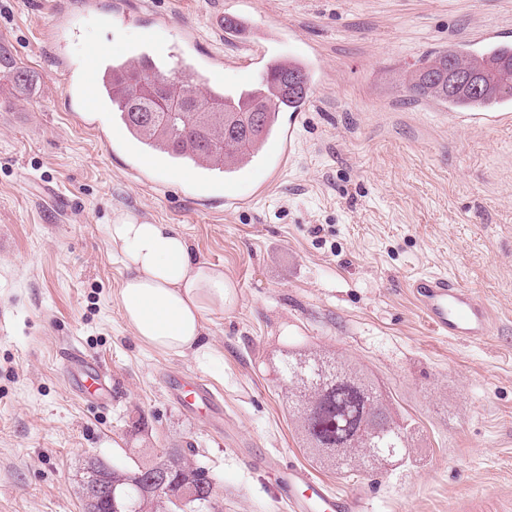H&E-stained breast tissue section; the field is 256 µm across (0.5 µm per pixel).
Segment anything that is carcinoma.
<instances>
[{"label": "carcinoma", "mask_w": 512, "mask_h": 512, "mask_svg": "<svg viewBox=\"0 0 512 512\" xmlns=\"http://www.w3.org/2000/svg\"><path fill=\"white\" fill-rule=\"evenodd\" d=\"M1 68L12 72L19 85L28 81L27 72L15 66L2 47ZM273 72V81L245 95L224 91L199 96L195 87L200 76L183 69L175 78L172 93L199 110L158 112L150 124L132 112L138 85L114 77L108 97L117 118L143 140L139 150L165 153L169 161L227 173L251 159L262 141L273 134L278 113L306 102L310 90L307 72L286 60L277 61ZM406 83L413 96L438 102L451 111H495L512 103V49L505 44L491 45L481 53L450 48L425 58ZM215 103L240 108L260 103L264 112L255 126L241 123L229 130L222 126L208 129L206 111ZM276 369L288 399V415L312 459L352 476L411 459V424L396 418L389 396L364 367L319 350L288 349L280 352ZM188 484L194 487L192 503L199 512H224L214 494V475L193 464L183 448H172L149 462L112 465L115 498L110 503L100 502L98 509L161 512L165 501L153 490L161 485L175 493Z\"/></svg>", "instance_id": "obj_1"}]
</instances>
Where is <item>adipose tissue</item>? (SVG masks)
<instances>
[{"instance_id":"adipose-tissue-1","label":"adipose tissue","mask_w":512,"mask_h":512,"mask_svg":"<svg viewBox=\"0 0 512 512\" xmlns=\"http://www.w3.org/2000/svg\"><path fill=\"white\" fill-rule=\"evenodd\" d=\"M109 241L126 272L118 302L140 342L163 353L208 357V315L233 308L237 300L223 268L196 258L171 224L122 214L109 227Z\"/></svg>"}]
</instances>
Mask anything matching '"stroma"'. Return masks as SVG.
Listing matches in <instances>:
<instances>
[{
  "label": "stroma",
  "mask_w": 512,
  "mask_h": 512,
  "mask_svg": "<svg viewBox=\"0 0 512 512\" xmlns=\"http://www.w3.org/2000/svg\"><path fill=\"white\" fill-rule=\"evenodd\" d=\"M0 0V46L29 73H0V512H81L86 460L124 465L193 447L224 512H285L276 469L292 462L362 495L365 512H512V122L470 128L403 80L420 61L485 31L512 43V0ZM79 29L67 51L192 26L195 67L223 57L235 86L249 47L215 13L281 21L312 45L316 69L282 171L259 163L237 204L204 202L181 167L147 168L107 144L110 109L67 97L49 50L55 10ZM130 213L171 224L223 266L238 303L209 315L213 356L141 344L117 295L125 277L108 226ZM441 273L492 312L482 343L435 335L408 280ZM364 365L415 427L410 461L353 478L316 463L288 416L274 364L292 345ZM112 376V400L68 389L70 346ZM224 396V423L173 402L164 372Z\"/></svg>",
  "instance_id": "obj_1"
}]
</instances>
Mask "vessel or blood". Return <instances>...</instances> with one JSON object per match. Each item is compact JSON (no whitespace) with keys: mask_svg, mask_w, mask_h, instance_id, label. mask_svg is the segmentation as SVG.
Instances as JSON below:
<instances>
[{"mask_svg":"<svg viewBox=\"0 0 512 512\" xmlns=\"http://www.w3.org/2000/svg\"><path fill=\"white\" fill-rule=\"evenodd\" d=\"M234 35L253 44L254 54L248 62L247 72L240 80L249 86L263 79L269 70L266 54L269 44L286 39V27H266L248 18L238 19ZM148 56L155 62L175 58L176 46L159 31L145 30L138 44L126 45L116 42L104 48L90 47L80 55L77 65V87L82 111L98 109L113 65H126L139 56ZM296 140L295 127H288L265 145L268 158L285 165ZM408 286L429 328L439 336L480 343L493 330L489 308L465 288L448 276L420 274L410 278ZM66 376L71 388L83 396L105 401L112 396L111 377L100 365L80 349L67 352ZM171 398L190 412L207 414L210 421L222 417V407L215 395L201 381L189 379L170 390ZM278 498L289 512H358L357 496L338 492L325 481L309 474L305 469L290 464L276 471Z\"/></svg>","mask_w":512,"mask_h":512,"instance_id":"obj_1","label":"vessel or blood"}]
</instances>
